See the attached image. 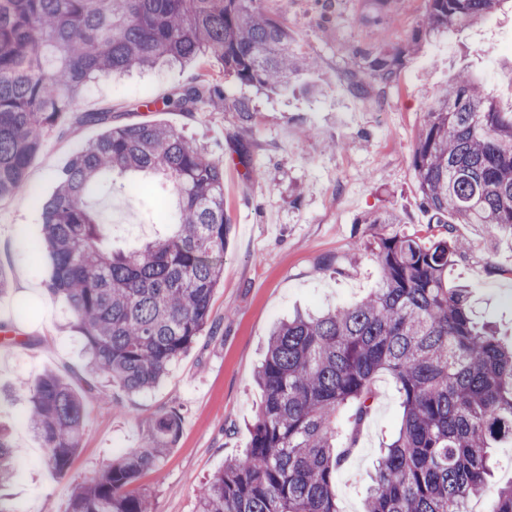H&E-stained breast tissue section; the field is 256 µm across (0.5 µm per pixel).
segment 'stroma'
<instances>
[{"label": "stroma", "instance_id": "35a3bbf8", "mask_svg": "<svg viewBox=\"0 0 512 512\" xmlns=\"http://www.w3.org/2000/svg\"><path fill=\"white\" fill-rule=\"evenodd\" d=\"M295 36L315 66L288 92L267 94L241 85L215 62L152 69L88 83L81 112H110L113 125L161 123L206 146L224 162V207L230 218L224 277L212 302V328L144 395L106 383L86 364L81 337L65 303L47 290V259L33 250L41 236V206L55 173L97 140L106 125L71 119L49 132L32 157L18 193L0 200V321L21 332L25 345L0 355V426L20 454L0 500L19 512H67L73 488L128 448L141 444L143 420L163 409L181 412V430L159 470L135 483L155 494L156 512H195L196 492L227 459L250 442L261 393L256 370L272 327L297 309L352 304L380 278L366 244L368 217L392 214L395 232L426 234L430 216L416 188L411 148L428 95L458 72L480 77L502 111L512 110V6L484 24L427 44L383 96L356 93L350 74L357 47L392 49L411 37L425 0H392L377 16L372 0H261ZM208 82L226 99L250 98L256 112L244 125L236 112L199 105L192 113L162 109L175 89ZM170 187L152 182L134 198L91 204L107 242L129 248L151 240ZM493 263L461 261L450 284L471 291L476 317L512 339V236L493 242ZM66 374L85 404L81 448L67 474L43 463L44 450L23 420L26 387L47 371ZM401 416L400 394L385 373L357 446L336 475L342 512H363L376 458Z\"/></svg>", "mask_w": 512, "mask_h": 512}]
</instances>
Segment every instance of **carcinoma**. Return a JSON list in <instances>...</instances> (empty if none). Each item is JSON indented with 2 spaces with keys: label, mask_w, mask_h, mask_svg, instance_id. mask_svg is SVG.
I'll return each mask as SVG.
<instances>
[{
  "label": "carcinoma",
  "mask_w": 512,
  "mask_h": 512,
  "mask_svg": "<svg viewBox=\"0 0 512 512\" xmlns=\"http://www.w3.org/2000/svg\"><path fill=\"white\" fill-rule=\"evenodd\" d=\"M421 30L392 50L352 51L360 94L392 86L422 44L483 23L506 0H426ZM213 59L243 85L285 92L312 67L288 27L260 0H0V199L24 183L45 135L78 111L94 78ZM222 96L183 88L164 106L193 112ZM228 107L252 122L248 98ZM422 207L443 231L374 232L378 287L361 301L297 313L272 332L256 381L262 391L250 442L200 489L195 512H340L336 472L371 413L374 379L390 374L402 415L375 466L363 512H512V484L488 495L490 453L512 441V343L476 321L469 289L448 286V268L475 256L454 225L483 240L512 235V111L498 110L464 72L428 101L412 147ZM127 172L168 182L178 205L170 232L126 250L101 248L89 198ZM38 248L48 288L63 298L82 335L89 367L130 395L159 384L211 321L223 278L230 220L224 162L167 126H111L55 175ZM25 421L41 438L44 464L69 471L85 428L82 397L69 379L45 374L29 390ZM178 410L144 423L141 446L110 459L77 487L68 512H155L154 495L132 491L179 437ZM17 450L0 430V486Z\"/></svg>",
  "instance_id": "carcinoma-1"
}]
</instances>
